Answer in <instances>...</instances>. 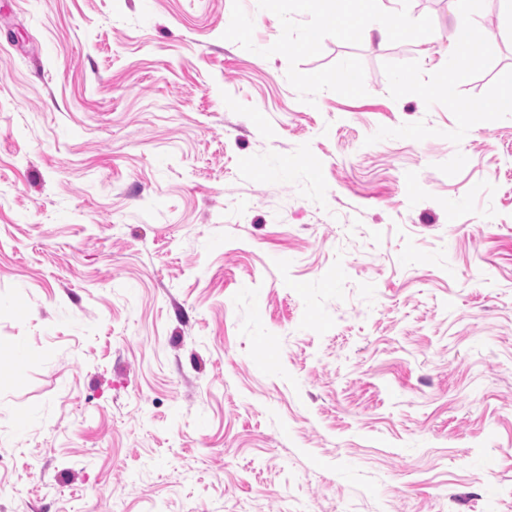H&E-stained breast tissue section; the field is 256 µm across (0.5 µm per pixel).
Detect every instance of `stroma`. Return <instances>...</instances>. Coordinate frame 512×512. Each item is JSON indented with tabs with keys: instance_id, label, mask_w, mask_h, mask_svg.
Returning a JSON list of instances; mask_svg holds the SVG:
<instances>
[{
	"instance_id": "obj_1",
	"label": "stroma",
	"mask_w": 512,
	"mask_h": 512,
	"mask_svg": "<svg viewBox=\"0 0 512 512\" xmlns=\"http://www.w3.org/2000/svg\"><path fill=\"white\" fill-rule=\"evenodd\" d=\"M241 3L0 0V512H512V5L310 105ZM455 11L464 18L455 26V40L452 48L448 50V60L445 69L448 70V83L443 90L449 95L452 94V86L464 78L463 71L458 67V57L473 52L482 51L491 53L495 50V40L488 38L483 42H475L471 38L472 24L470 22L471 0H451Z\"/></svg>"
}]
</instances>
